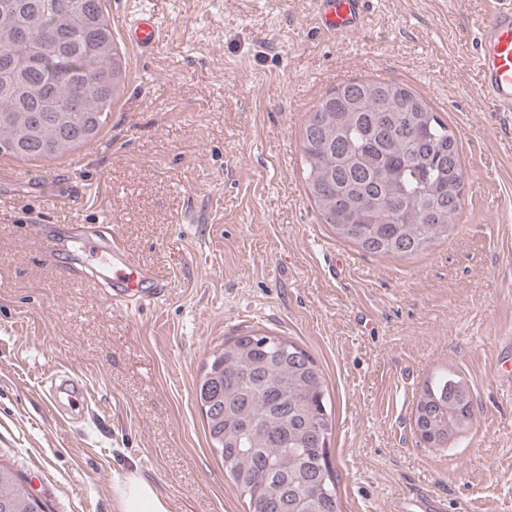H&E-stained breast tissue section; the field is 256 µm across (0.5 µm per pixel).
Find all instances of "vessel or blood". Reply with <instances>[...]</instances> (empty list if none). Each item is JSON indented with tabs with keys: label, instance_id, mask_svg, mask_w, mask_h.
<instances>
[{
	"label": "vessel or blood",
	"instance_id": "vessel-or-blood-1",
	"mask_svg": "<svg viewBox=\"0 0 512 512\" xmlns=\"http://www.w3.org/2000/svg\"><path fill=\"white\" fill-rule=\"evenodd\" d=\"M369 0H317L320 29L330 35L363 31L369 20ZM131 44L150 48L156 42L157 23L146 12L129 15L124 23ZM481 77V93L497 111L512 113V0L494 11L480 27L479 50L474 59ZM46 256L70 277H88L107 290L112 304L126 300L151 302L161 297L164 284L153 270L135 264L119 247L109 228L86 230L80 227L61 235H45ZM52 406L62 400L76 402L78 408L93 405L85 385L65 370L49 378Z\"/></svg>",
	"mask_w": 512,
	"mask_h": 512
}]
</instances>
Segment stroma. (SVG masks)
Wrapping results in <instances>:
<instances>
[{
  "mask_svg": "<svg viewBox=\"0 0 512 512\" xmlns=\"http://www.w3.org/2000/svg\"><path fill=\"white\" fill-rule=\"evenodd\" d=\"M500 0H370L331 36L316 0H105L128 62L98 137L54 158L0 157V464L50 512H120L127 475L169 512H245L195 390L225 337L291 338L322 370L344 512H512V118L481 99L477 24ZM136 8L160 24L130 45ZM408 86L461 145L457 235L410 260L362 254L321 224L300 164L312 107L352 79ZM65 193V205L48 204ZM44 224L112 225L164 295L115 306L46 257ZM83 376L96 404L61 424L41 378ZM448 371L472 389L467 432L420 443L414 403Z\"/></svg>",
  "mask_w": 512,
  "mask_h": 512,
  "instance_id": "35a3bbf8",
  "label": "stroma"
}]
</instances>
